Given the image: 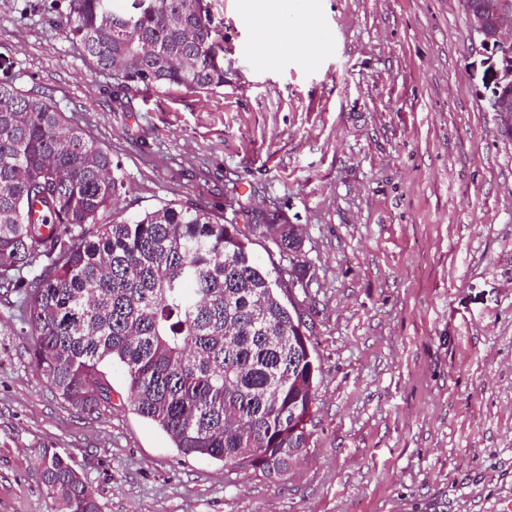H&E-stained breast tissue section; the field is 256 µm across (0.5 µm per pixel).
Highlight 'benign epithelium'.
<instances>
[{"mask_svg": "<svg viewBox=\"0 0 512 512\" xmlns=\"http://www.w3.org/2000/svg\"><path fill=\"white\" fill-rule=\"evenodd\" d=\"M467 17L492 64L490 108L512 118V0H497L488 6L470 3Z\"/></svg>", "mask_w": 512, "mask_h": 512, "instance_id": "obj_1", "label": "benign epithelium"}]
</instances>
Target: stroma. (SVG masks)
Listing matches in <instances>:
<instances>
[{"mask_svg": "<svg viewBox=\"0 0 512 512\" xmlns=\"http://www.w3.org/2000/svg\"><path fill=\"white\" fill-rule=\"evenodd\" d=\"M41 0H0V82L107 150L123 216L190 202L294 224L319 368L305 459L269 475L186 458L133 409L125 370L87 414L31 360L0 290V512H64L41 455L101 512H498L512 500V122L463 0H214L224 85L134 89L83 62ZM274 17L261 59L251 11ZM47 493L62 502L66 512H100V506L86 482L64 457L40 458Z\"/></svg>", "mask_w": 512, "mask_h": 512, "instance_id": "obj_1", "label": "stroma"}]
</instances>
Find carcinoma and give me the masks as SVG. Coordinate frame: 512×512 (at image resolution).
Segmentation results:
<instances>
[{"mask_svg": "<svg viewBox=\"0 0 512 512\" xmlns=\"http://www.w3.org/2000/svg\"><path fill=\"white\" fill-rule=\"evenodd\" d=\"M53 23L92 71L120 74L121 110L133 87L224 86L213 0H63ZM125 187L51 103L0 83V288L23 295L36 368L91 414L111 400L102 363L118 361L134 410L180 454L287 472L308 451L318 372L293 296L310 278L297 225H253L280 257L268 268L198 205L123 217ZM40 464L66 512H100L67 459Z\"/></svg>", "mask_w": 512, "mask_h": 512, "instance_id": "carcinoma-1", "label": "carcinoma"}]
</instances>
